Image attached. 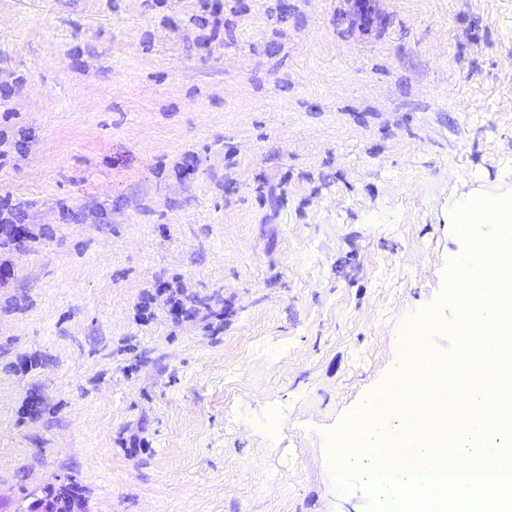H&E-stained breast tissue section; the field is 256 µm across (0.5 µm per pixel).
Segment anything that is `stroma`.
I'll list each match as a JSON object with an SVG mask.
<instances>
[{"mask_svg": "<svg viewBox=\"0 0 512 512\" xmlns=\"http://www.w3.org/2000/svg\"><path fill=\"white\" fill-rule=\"evenodd\" d=\"M369 7L0 0V512H370L330 437L512 192V0ZM157 290L163 289V291L170 292L168 297V302L170 303V312L175 317L177 321H180L182 318H189L192 316L191 308H188L187 301L189 300L192 302L191 298L189 296L185 297L184 299L177 298V295L183 296L184 295V289L181 285H177L175 291H173L172 285L169 282H164L163 284H159L157 287Z\"/></svg>", "mask_w": 512, "mask_h": 512, "instance_id": "35a3bbf8", "label": "stroma"}]
</instances>
